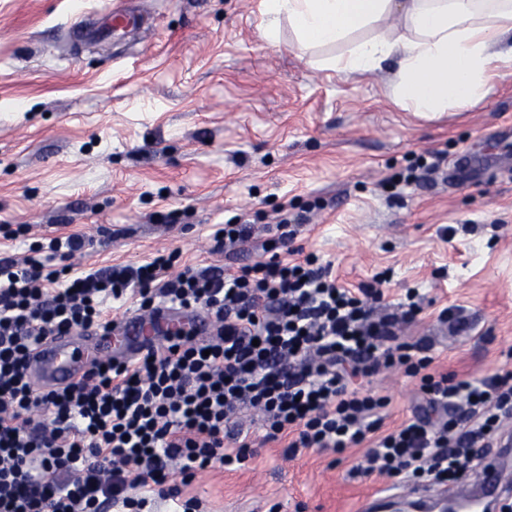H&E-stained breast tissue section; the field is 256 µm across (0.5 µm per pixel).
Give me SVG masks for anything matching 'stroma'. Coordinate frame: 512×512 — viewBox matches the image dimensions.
<instances>
[{
    "label": "stroma",
    "mask_w": 512,
    "mask_h": 512,
    "mask_svg": "<svg viewBox=\"0 0 512 512\" xmlns=\"http://www.w3.org/2000/svg\"><path fill=\"white\" fill-rule=\"evenodd\" d=\"M143 17L97 40L105 4ZM261 0H0V261L79 233L55 259L78 273L181 249L196 269L263 260L282 215L309 221L288 247L345 287L418 289L401 336L459 380L512 371V86L466 112L414 118L389 100L391 67L321 70L262 36ZM420 169L419 179L391 178ZM241 216L257 240L215 252ZM389 397L384 429L411 418L417 382L362 379ZM252 427L255 456L185 487L205 512H378L397 479L356 473L366 447L286 456Z\"/></svg>",
    "instance_id": "stroma-1"
}]
</instances>
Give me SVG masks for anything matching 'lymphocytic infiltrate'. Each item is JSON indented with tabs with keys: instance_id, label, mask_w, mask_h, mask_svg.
Returning <instances> with one entry per match:
<instances>
[{
	"instance_id": "1",
	"label": "lymphocytic infiltrate",
	"mask_w": 512,
	"mask_h": 512,
	"mask_svg": "<svg viewBox=\"0 0 512 512\" xmlns=\"http://www.w3.org/2000/svg\"><path fill=\"white\" fill-rule=\"evenodd\" d=\"M85 236H53L34 256L0 262V512H106L179 496L209 468L243 464L250 417L289 452L341 454L366 443L367 471L405 484L458 483L477 450L512 413V372L479 382L431 373V356L401 340L420 310L407 291L396 310L374 313L375 288L341 286L329 266L279 254L234 270L178 266L177 253L81 274L54 268ZM213 319L208 340L166 338L126 362H93L68 387L44 392L26 373L31 351L52 336L112 329L107 310L128 299ZM401 368L418 381L430 415L382 431L388 400L352 388L354 376Z\"/></svg>"
}]
</instances>
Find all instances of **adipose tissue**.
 <instances>
[{
  "label": "adipose tissue",
  "instance_id": "adipose-tissue-1",
  "mask_svg": "<svg viewBox=\"0 0 512 512\" xmlns=\"http://www.w3.org/2000/svg\"><path fill=\"white\" fill-rule=\"evenodd\" d=\"M263 35L278 45L289 23L293 47L320 68L365 76L396 65L389 98L414 116L464 111L512 81V0H263Z\"/></svg>",
  "mask_w": 512,
  "mask_h": 512
}]
</instances>
